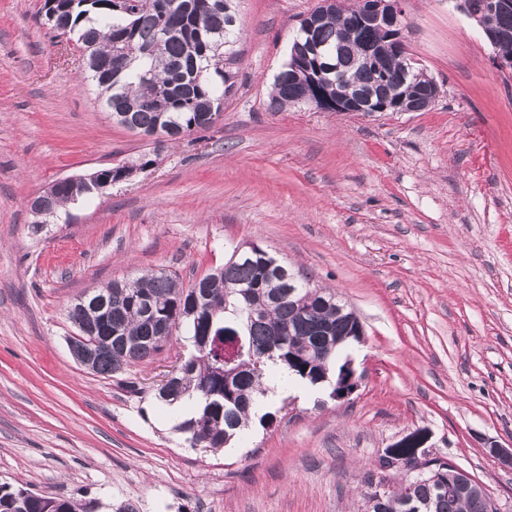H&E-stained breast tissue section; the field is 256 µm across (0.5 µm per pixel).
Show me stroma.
<instances>
[{
  "label": "stroma",
  "instance_id": "35a3bbf8",
  "mask_svg": "<svg viewBox=\"0 0 512 512\" xmlns=\"http://www.w3.org/2000/svg\"><path fill=\"white\" fill-rule=\"evenodd\" d=\"M0 0V482L100 512H364L384 448L435 455L512 512V72L454 0H403L422 112L274 110L275 76L318 0H236L237 83L220 120L161 152L112 122L84 58ZM134 174L39 225L31 201L104 167ZM256 243L360 317L349 399L302 386L238 451L188 447L153 399L71 355L69 307L115 280L182 286Z\"/></svg>",
  "mask_w": 512,
  "mask_h": 512
}]
</instances>
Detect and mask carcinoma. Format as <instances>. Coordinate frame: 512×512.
Returning <instances> with one entry per match:
<instances>
[{
    "mask_svg": "<svg viewBox=\"0 0 512 512\" xmlns=\"http://www.w3.org/2000/svg\"><path fill=\"white\" fill-rule=\"evenodd\" d=\"M496 0H473L476 19L492 26L497 53L512 57V12ZM49 30L84 49L86 78L104 108L129 112L141 130L185 135L206 126L199 116L219 107L236 86L233 46L237 41L232 0H45ZM322 14L316 43L334 53L337 71L309 80L300 56L276 75L272 104L282 109L316 99L353 98L372 90L412 104L428 83L409 53L396 52L389 32L357 18ZM100 183L72 178L31 211H56ZM205 286L184 288L165 271L127 282L114 280L105 317L95 322L98 342L91 370L114 376L152 359L177 340L190 347L168 385L153 395L163 405L186 400L196 412L175 430L191 448L219 450L231 444L256 416L265 395L269 364L312 386L337 379L348 365L341 347L355 342L350 308L336 293L290 281L244 249L202 277ZM380 467L408 476L398 492L369 491L365 512H489L491 496L469 474L428 459L413 448H395ZM95 498L70 500L0 483V512H99Z\"/></svg>",
    "mask_w": 512,
    "mask_h": 512,
    "instance_id": "cac0c4a2",
    "label": "carcinoma"
}]
</instances>
